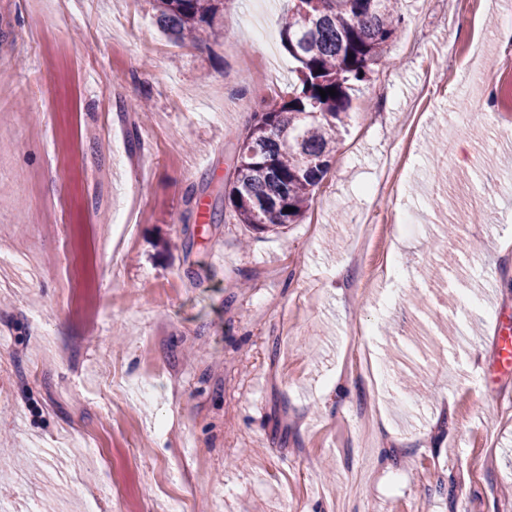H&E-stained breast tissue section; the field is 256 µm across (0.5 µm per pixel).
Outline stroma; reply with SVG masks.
<instances>
[{"label": "stroma", "mask_w": 512, "mask_h": 512, "mask_svg": "<svg viewBox=\"0 0 512 512\" xmlns=\"http://www.w3.org/2000/svg\"><path fill=\"white\" fill-rule=\"evenodd\" d=\"M503 2L396 0L311 208L257 232L224 183L271 97L243 62L296 78L249 29L288 0L197 45L150 0H0V512H512ZM511 329L502 325L498 336V354L496 363L499 371L509 373L512 371V336Z\"/></svg>", "instance_id": "35a3bbf8"}]
</instances>
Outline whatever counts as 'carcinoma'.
Segmentation results:
<instances>
[{"label": "carcinoma", "mask_w": 512, "mask_h": 512, "mask_svg": "<svg viewBox=\"0 0 512 512\" xmlns=\"http://www.w3.org/2000/svg\"><path fill=\"white\" fill-rule=\"evenodd\" d=\"M156 23L178 42L216 34L228 0H152ZM392 0H288L280 36L296 80L261 103L239 145L224 203L257 231L295 224L329 171L349 91L402 33ZM333 88L336 95L321 97ZM294 211L288 212L286 208Z\"/></svg>", "instance_id": "obj_1"}]
</instances>
